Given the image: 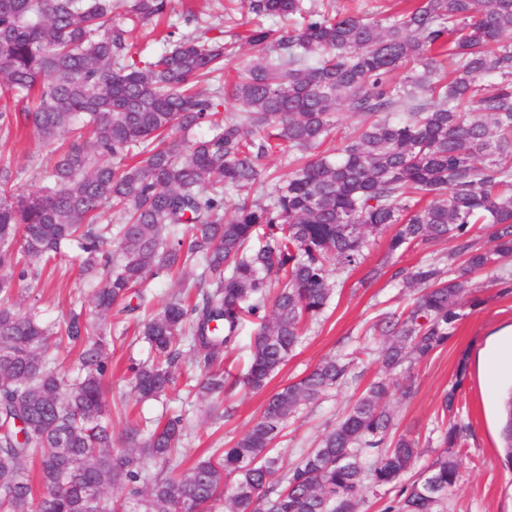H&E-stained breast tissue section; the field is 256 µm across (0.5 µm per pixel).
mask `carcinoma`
I'll use <instances>...</instances> for the list:
<instances>
[{"instance_id": "carcinoma-1", "label": "carcinoma", "mask_w": 512, "mask_h": 512, "mask_svg": "<svg viewBox=\"0 0 512 512\" xmlns=\"http://www.w3.org/2000/svg\"><path fill=\"white\" fill-rule=\"evenodd\" d=\"M402 2L384 15L337 0H225L228 17L250 16L242 39L252 51L228 82L226 46L209 28L178 35L170 25L163 50L135 56V31L166 20L173 0H0V134L30 127L61 142L31 194L16 193L0 161V512H219L228 476L232 512H359L381 489L396 492L385 512H437L456 482L460 434L447 428L443 451L401 484L420 448L394 437L384 379L282 472L275 443L288 417L347 382L346 354L269 395L243 436L179 477L152 476L142 460L164 462L181 446L186 415L126 428L128 452L115 457L105 396L114 316L151 352L128 367L138 400L166 398L188 357L203 372L193 397L211 405L246 322L255 332L237 382L263 391L327 308L333 272L359 268L370 236L390 227L392 255L453 246L392 274L418 296L372 325L382 367L448 342L472 294L467 274L512 257V0ZM274 19L295 27L280 33ZM204 79L217 85L201 90ZM227 99L240 111L212 122ZM340 111L366 123L323 151ZM204 125L209 134L188 138ZM273 154L288 157V172L269 203L252 201ZM106 213L120 224L99 223ZM72 245L99 324L73 310L53 329L11 300ZM189 267L194 282L159 308L137 291ZM53 337L73 354L72 381L53 367ZM504 412L512 466V394Z\"/></svg>"}]
</instances>
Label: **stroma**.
<instances>
[{
  "label": "stroma",
  "instance_id": "obj_1",
  "mask_svg": "<svg viewBox=\"0 0 512 512\" xmlns=\"http://www.w3.org/2000/svg\"><path fill=\"white\" fill-rule=\"evenodd\" d=\"M193 9L199 19L185 21L180 14L172 19L180 32H192L196 26H210L225 36L243 32L247 19L237 16L235 22L224 19V0H194ZM0 159L14 168L19 192L36 191L50 169L51 155L33 129H23L21 137H0ZM388 235L372 238L362 269L340 273L334 277V294L321 319L309 326L301 344L288 363L271 380L265 391L252 392L234 387L224 392V405L230 413L215 420L192 408L186 395L187 381L200 376L191 361H183L181 375L166 400L139 403L129 384L126 367L149 357L147 344L126 333L125 323L112 325V375L107 398L112 404V430L115 454L126 452L122 434L127 422L137 421L141 427H152L163 414L185 412L188 436L184 448L167 464L146 462L149 472L184 473L199 456L228 447L260 416L269 394L298 380L322 358L369 346L368 355L357 359L348 382L321 398L301 406L290 417L278 445L283 468L297 464L311 450L323 431L333 425L366 385L378 374L377 351L369 327L375 317L389 309L412 303L415 290L392 280L400 267H410L447 251V243L426 250L415 249L404 254L389 255ZM70 258L61 263L48 283L37 291L20 290L14 299L18 310L37 306L45 324L62 321L71 309L94 318L91 287L80 276L74 258L77 248H70ZM382 268L374 280L364 277L366 269ZM512 281V258L504 260L491 273L473 275L472 284L477 306H465L463 318L457 322L447 344L431 357L412 364L411 368L393 374L388 407L395 418L396 433L418 439L423 453L404 477L412 483L420 477L437 454L439 437L447 427L458 426L462 433V451L457 454V481L448 492L440 512H512V466L503 459L502 401L512 392V377L490 374L485 353L500 338L512 333V293H503L501 280ZM412 385L410 397H403L405 385ZM456 389L453 413L443 414L441 398L448 389Z\"/></svg>",
  "mask_w": 512,
  "mask_h": 512
}]
</instances>
